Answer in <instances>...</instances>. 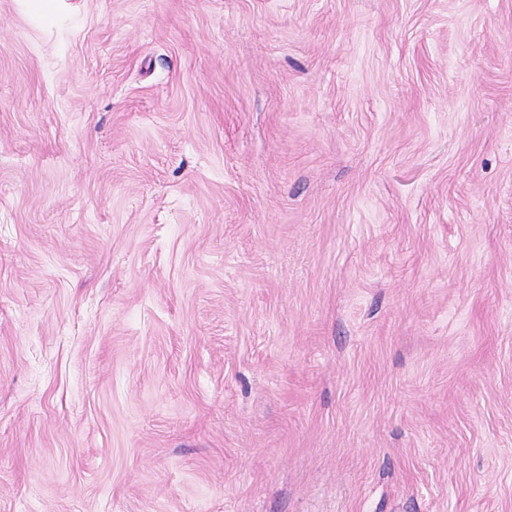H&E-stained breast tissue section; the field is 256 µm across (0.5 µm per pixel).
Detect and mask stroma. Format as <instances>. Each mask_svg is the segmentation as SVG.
I'll list each match as a JSON object with an SVG mask.
<instances>
[{
	"mask_svg": "<svg viewBox=\"0 0 512 512\" xmlns=\"http://www.w3.org/2000/svg\"><path fill=\"white\" fill-rule=\"evenodd\" d=\"M0 512H512V0H0Z\"/></svg>",
	"mask_w": 512,
	"mask_h": 512,
	"instance_id": "obj_1",
	"label": "stroma"
}]
</instances>
